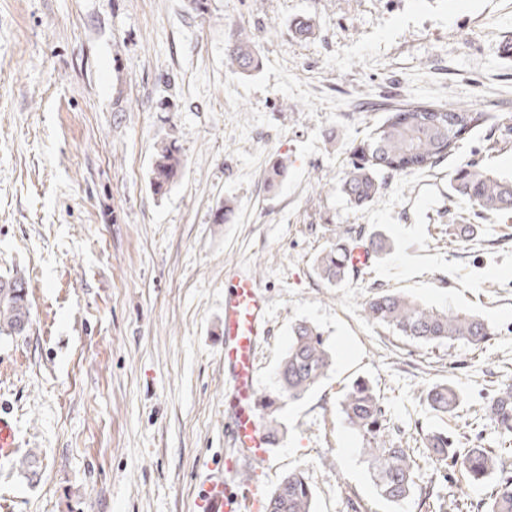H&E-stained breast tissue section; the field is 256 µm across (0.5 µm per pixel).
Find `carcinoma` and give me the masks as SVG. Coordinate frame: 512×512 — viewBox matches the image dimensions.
<instances>
[{
  "label": "carcinoma",
  "mask_w": 512,
  "mask_h": 512,
  "mask_svg": "<svg viewBox=\"0 0 512 512\" xmlns=\"http://www.w3.org/2000/svg\"><path fill=\"white\" fill-rule=\"evenodd\" d=\"M226 65L238 73L260 67L252 40L237 38L226 55ZM485 112L463 106L409 104L387 113L365 139L354 145L350 170L341 181V192L348 202L362 207L372 202L384 189L389 174L425 172L452 155L458 141L485 125ZM184 162L172 142L158 146L151 166L150 185L161 194L174 185L182 174ZM459 201L482 211L512 213V176H499L474 162L460 167L450 184ZM349 244L343 239L319 260L324 280L338 284L347 277ZM5 282L17 287L12 295L0 289V335L15 334L20 323L30 321L26 281L16 274ZM364 316L401 336L421 343L447 341L481 347L493 332L477 316L438 311L420 306L399 293H380L363 305ZM333 365V355L323 334L306 321L290 327L288 350L276 374L278 394L297 401L320 382ZM436 413L453 412L460 396L450 384L429 388L424 396ZM341 412L363 440L361 452L366 458L380 495L390 502L407 498L416 487L418 465L410 449L388 434L385 410L375 388L365 380H356L340 401ZM485 415L502 441H512V384H505L486 404ZM423 450L435 463L463 473L469 483H482L498 469L502 454L482 445L454 448L443 432H428L422 438ZM313 492L300 471L284 476L268 496L266 512H313ZM485 512H512V479L505 478L493 489L489 501L476 504Z\"/></svg>",
  "instance_id": "carcinoma-1"
}]
</instances>
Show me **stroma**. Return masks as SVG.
<instances>
[{"instance_id": "35a3bbf8", "label": "stroma", "mask_w": 512, "mask_h": 512, "mask_svg": "<svg viewBox=\"0 0 512 512\" xmlns=\"http://www.w3.org/2000/svg\"><path fill=\"white\" fill-rule=\"evenodd\" d=\"M0 0V276L28 283L31 322L0 339V413L36 472L0 464V512H192L203 466L224 464V272L250 269L270 302L259 395H275L291 325L334 354L326 377L282 403L274 489L302 470L314 512H439L377 493L340 401L358 378L380 394L389 435L411 448L419 487L445 500L491 484L447 475L422 435L499 447L482 408L512 382V213H478L448 186L469 160L512 174V0ZM307 21L310 37L295 24ZM248 35L261 59L231 72ZM407 104H466L490 120L424 173L386 176L369 205L339 187L353 144ZM185 168L150 186L154 147ZM286 176L269 183L274 160ZM233 211L225 223L214 215ZM392 242L337 286L318 259L336 238ZM394 291L479 316L483 348L424 344L368 321ZM461 396L433 412L425 390ZM226 65L238 73L252 72L260 67V59L248 36H239L226 55ZM427 405L436 413H452L460 403V396L450 384H439L429 388L424 396Z\"/></svg>"}]
</instances>
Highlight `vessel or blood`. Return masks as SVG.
Masks as SVG:
<instances>
[{"label":"vessel or blood","mask_w":512,"mask_h":512,"mask_svg":"<svg viewBox=\"0 0 512 512\" xmlns=\"http://www.w3.org/2000/svg\"><path fill=\"white\" fill-rule=\"evenodd\" d=\"M269 334L268 299L244 269H231L224 291L220 328L224 352V392L230 399L227 432L230 450L223 470L206 476L194 501V512H264L266 494L252 486L243 494L229 481L246 462L267 457L271 441L259 423L262 401L256 390V355ZM18 451L13 422L0 414V463Z\"/></svg>","instance_id":"obj_1"}]
</instances>
